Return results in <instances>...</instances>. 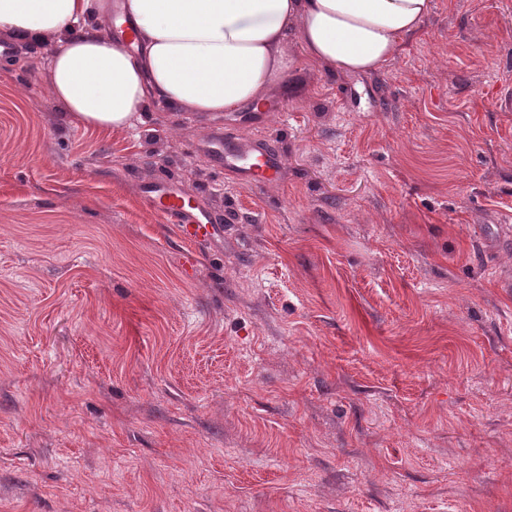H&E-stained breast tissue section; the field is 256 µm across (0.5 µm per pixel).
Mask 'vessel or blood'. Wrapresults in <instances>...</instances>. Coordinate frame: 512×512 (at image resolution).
I'll use <instances>...</instances> for the list:
<instances>
[{
    "label": "vessel or blood",
    "instance_id": "vessel-or-blood-1",
    "mask_svg": "<svg viewBox=\"0 0 512 512\" xmlns=\"http://www.w3.org/2000/svg\"><path fill=\"white\" fill-rule=\"evenodd\" d=\"M216 163L249 186H267L277 182L283 157L278 149L264 143H245L216 132L202 141ZM141 193L145 201L163 219L175 224L180 236L187 241L208 239L216 222L215 216L192 201L191 193L166 181L145 184Z\"/></svg>",
    "mask_w": 512,
    "mask_h": 512
}]
</instances>
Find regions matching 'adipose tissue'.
I'll return each instance as SVG.
<instances>
[{"label":"adipose tissue","mask_w":512,"mask_h":512,"mask_svg":"<svg viewBox=\"0 0 512 512\" xmlns=\"http://www.w3.org/2000/svg\"><path fill=\"white\" fill-rule=\"evenodd\" d=\"M432 0H122L137 44L113 38L105 0H0V38L45 51L52 98L113 131L161 101L182 112L262 105L288 67L289 34L314 62L379 71Z\"/></svg>","instance_id":"1"}]
</instances>
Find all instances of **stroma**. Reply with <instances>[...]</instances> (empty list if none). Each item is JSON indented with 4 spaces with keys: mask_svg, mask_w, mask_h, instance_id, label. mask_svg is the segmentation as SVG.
<instances>
[{
    "mask_svg": "<svg viewBox=\"0 0 512 512\" xmlns=\"http://www.w3.org/2000/svg\"><path fill=\"white\" fill-rule=\"evenodd\" d=\"M287 53L263 109L112 132L0 58V512H512V0H433L371 75ZM202 145L209 149L215 162L231 171L249 186H267L277 182L283 157L278 149L264 143H244L227 138L221 132L207 135ZM141 193L163 219L170 224H177L184 240L203 241L212 235L216 217L191 203L193 198L187 189L161 180L145 184Z\"/></svg>",
    "mask_w": 512,
    "mask_h": 512,
    "instance_id": "1",
    "label": "stroma"
}]
</instances>
